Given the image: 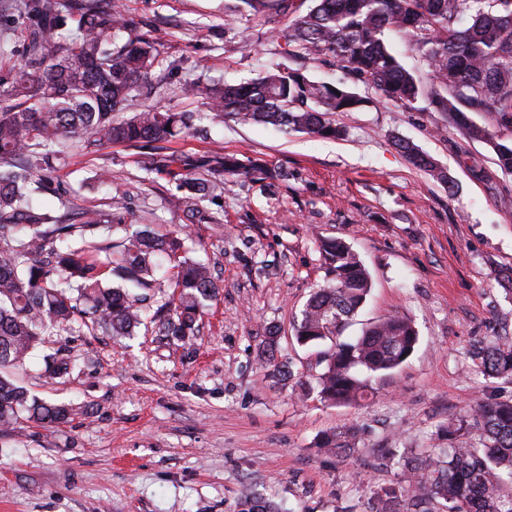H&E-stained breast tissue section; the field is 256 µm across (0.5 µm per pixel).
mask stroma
I'll return each mask as SVG.
<instances>
[{"label": "stroma", "instance_id": "obj_1", "mask_svg": "<svg viewBox=\"0 0 512 512\" xmlns=\"http://www.w3.org/2000/svg\"><path fill=\"white\" fill-rule=\"evenodd\" d=\"M238 3L123 0L129 35L152 38L160 54L154 90L135 105L193 113V128L168 152L259 158L283 176L226 186L221 200L203 202L222 223L187 225L196 258L220 286L193 347L161 343L152 325L119 339L83 330L55 342L81 372L48 377L38 350L13 369L32 394L87 412L50 427L27 422L22 437L0 438V512H239L252 496L282 512H368L400 480L390 449L447 447L442 426L477 399H512V381L483 376L468 356L492 336H512V301L499 284L512 268V175L489 143L464 139L442 113L377 98L332 56H288V25L311 0H288L282 14ZM26 26L16 11L0 10L8 53L0 78L20 63ZM278 65L347 82L372 103L333 115L345 135L323 139L214 119L183 92L196 79L237 84ZM399 139L446 168L454 188L412 166ZM146 155L125 145L75 151L55 178L77 208L118 198L128 219L149 218L161 231L186 224L173 179L147 173ZM322 237L350 243L371 275L346 336L390 314L419 330L413 355L373 378L361 407L302 390L317 372L316 351L296 343L292 322L325 282ZM271 326L292 377H271L259 357ZM347 428L362 433L354 450L317 449L323 435Z\"/></svg>", "mask_w": 512, "mask_h": 512}]
</instances>
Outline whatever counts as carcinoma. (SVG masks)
<instances>
[{
  "label": "carcinoma",
  "mask_w": 512,
  "mask_h": 512,
  "mask_svg": "<svg viewBox=\"0 0 512 512\" xmlns=\"http://www.w3.org/2000/svg\"><path fill=\"white\" fill-rule=\"evenodd\" d=\"M242 2L255 12L286 9V0ZM10 7L26 15L28 31L24 60L13 71L9 93L0 96V434L19 436L24 418L50 426L79 414L71 405L37 398L6 373L49 337L76 324L129 336L148 320L170 343L192 346L195 323L218 297L219 286L210 268L191 256L189 235L161 234L149 224L135 229L118 201L107 210L84 209L74 223L56 214L69 205L53 178L68 149H158L189 129L187 112L131 111L140 86L160 63L155 42L119 41L127 24L117 4L89 6L77 19L62 0H12ZM390 33L413 46L418 65L405 66ZM286 40L288 54L331 55L406 109L427 101L463 138L490 143L498 167L512 173V143L498 141L472 118L487 114L497 129L512 128V0H314L293 20ZM185 91L204 100L219 119L335 138L343 131L332 115L371 104L341 82H315L281 66L239 84L191 82ZM395 145L413 166L454 186L432 157L404 140ZM147 170L181 182L187 194L175 203L192 224L223 223L197 201L224 193V176L280 177L259 159L221 152L158 154ZM34 191L58 206L34 204ZM319 252L327 282L310 294L293 325L294 338L302 346H325L314 375L320 399L360 405L369 399L361 375L401 366L416 349L418 330L407 317L390 315L366 326L355 341L341 340L370 292L371 277L342 239L321 240ZM162 256L171 264L177 296L153 310L145 302L161 287ZM277 343L272 326L264 354L273 376L291 377V367L276 361ZM470 355L485 376L512 380L511 339L497 338ZM44 363L51 377L78 369L57 351L45 355ZM446 433L448 447L427 456L391 450L404 479L381 490L369 512H512V400L480 401L448 423ZM360 441L358 431L346 429L325 435L318 447L342 453Z\"/></svg>",
  "instance_id": "carcinoma-1"
}]
</instances>
